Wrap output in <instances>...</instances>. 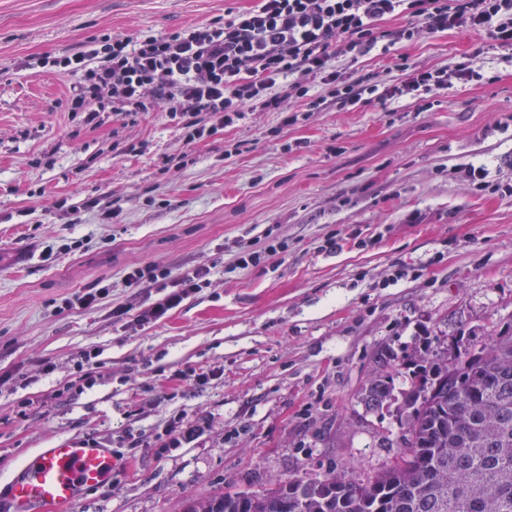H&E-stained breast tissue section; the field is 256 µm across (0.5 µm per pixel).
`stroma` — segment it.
<instances>
[{
	"instance_id": "stroma-1",
	"label": "stroma",
	"mask_w": 512,
	"mask_h": 512,
	"mask_svg": "<svg viewBox=\"0 0 512 512\" xmlns=\"http://www.w3.org/2000/svg\"><path fill=\"white\" fill-rule=\"evenodd\" d=\"M255 4L0 0V501L46 448L121 445L129 431L140 445L68 512H182L297 476L371 479L405 450L419 356L463 358L512 326V127L495 125L512 117V49L454 29L338 59L398 81L401 62L472 56L483 77L453 81L426 112L408 95L289 125L258 112L180 168L168 113L91 126L66 110L78 77L36 65L105 35L168 33ZM472 165L489 189L467 182ZM91 198L96 209L71 211ZM336 233L339 248H326ZM270 235L285 251L234 267ZM149 263L176 276L210 268V285L160 320L113 319L116 305L156 299L124 281ZM102 281L111 291L95 306L66 308ZM89 352L101 366L81 389ZM383 364L392 396L375 409L364 395ZM187 369L208 383L175 381ZM178 413L205 431L161 447Z\"/></svg>"
}]
</instances>
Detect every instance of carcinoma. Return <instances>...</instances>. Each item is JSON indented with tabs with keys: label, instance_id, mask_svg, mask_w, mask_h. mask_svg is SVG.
<instances>
[{
	"label": "carcinoma",
	"instance_id": "cac0c4a2",
	"mask_svg": "<svg viewBox=\"0 0 512 512\" xmlns=\"http://www.w3.org/2000/svg\"><path fill=\"white\" fill-rule=\"evenodd\" d=\"M389 377L383 370L370 385L376 407L390 396ZM405 403L407 453L371 480L296 477L197 499L184 512H512V329L476 355L426 362Z\"/></svg>",
	"mask_w": 512,
	"mask_h": 512
}]
</instances>
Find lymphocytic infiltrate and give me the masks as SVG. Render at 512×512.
<instances>
[{"label":"lymphocytic infiltrate","mask_w":512,"mask_h":512,"mask_svg":"<svg viewBox=\"0 0 512 512\" xmlns=\"http://www.w3.org/2000/svg\"><path fill=\"white\" fill-rule=\"evenodd\" d=\"M395 16L406 17V25L380 31V22ZM452 29L485 33L511 48L512 0H258L255 8L221 20L169 33L144 30L133 39L105 38L72 54L41 57L39 64L79 76L69 110L87 124H100L107 112L133 118L164 111L177 119L189 151L252 112H280L284 124L294 123L287 113L292 101L320 112L412 95L428 110L431 97L447 90L449 77L479 78L473 58L462 57L450 70L409 65L397 83L375 72L348 73L336 60L384 55L396 44ZM210 273L197 268L174 279L155 265L132 269L127 286L158 292L138 321L163 318L208 286Z\"/></svg>","instance_id":"obj_1"}]
</instances>
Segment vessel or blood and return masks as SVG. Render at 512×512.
Listing matches in <instances>:
<instances>
[{"instance_id": "vessel-or-blood-1", "label": "vessel or blood", "mask_w": 512, "mask_h": 512, "mask_svg": "<svg viewBox=\"0 0 512 512\" xmlns=\"http://www.w3.org/2000/svg\"><path fill=\"white\" fill-rule=\"evenodd\" d=\"M118 465L111 449L98 440H65L26 463L11 481L8 512L76 504L86 492L109 484Z\"/></svg>"}]
</instances>
